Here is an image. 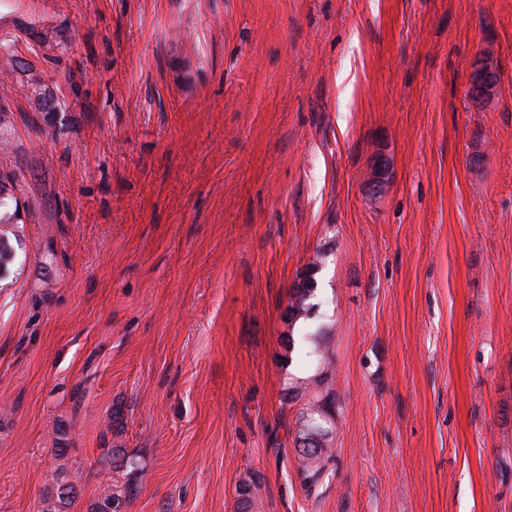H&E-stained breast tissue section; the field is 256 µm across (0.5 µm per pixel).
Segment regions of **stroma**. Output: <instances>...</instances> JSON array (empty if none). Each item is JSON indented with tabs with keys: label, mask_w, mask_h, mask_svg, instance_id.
I'll list each match as a JSON object with an SVG mask.
<instances>
[{
	"label": "stroma",
	"mask_w": 512,
	"mask_h": 512,
	"mask_svg": "<svg viewBox=\"0 0 512 512\" xmlns=\"http://www.w3.org/2000/svg\"><path fill=\"white\" fill-rule=\"evenodd\" d=\"M0 42V512H512V0H0ZM496 90V78L492 71L484 67L475 70L469 87V94L473 99L487 98L494 95ZM21 219L20 211L14 197L3 183L0 184V224H19ZM304 288H295L292 289L290 293V302L294 300V303L289 304L288 310L291 311L290 319H295L298 315H301L302 312H308L311 307L305 308L307 305V301L314 296L316 291V287H314V281L310 278H307L302 282ZM334 403L333 393L330 387L322 390L321 394L316 395L315 400L307 404L306 410L301 412L296 425L295 442L299 437H317L320 439V446L317 448H298L299 451V473L303 485L309 489L314 488L323 478L327 461L332 457L328 454L330 446V434L334 425L332 405ZM307 431V432H305Z\"/></svg>",
	"instance_id": "obj_1"
}]
</instances>
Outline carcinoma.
Instances as JSON below:
<instances>
[{
	"mask_svg": "<svg viewBox=\"0 0 512 512\" xmlns=\"http://www.w3.org/2000/svg\"><path fill=\"white\" fill-rule=\"evenodd\" d=\"M21 221L20 211L14 197L3 183L0 184V224H18ZM15 259V250L8 237V231L0 235V276L8 271V265ZM316 287L310 278L303 281V287L294 288L290 293L288 310L290 318L294 319L300 313L307 311L305 305L314 296ZM334 403L331 388L322 390L316 395L315 400L307 404L306 410L300 414L296 422L298 428L296 435L299 437H317L320 446L317 448L299 449V473L303 485L309 489L314 488L326 477L325 468L330 460L329 441L334 425L332 405Z\"/></svg>",
	"mask_w": 512,
	"mask_h": 512,
	"instance_id": "1",
	"label": "carcinoma"
}]
</instances>
